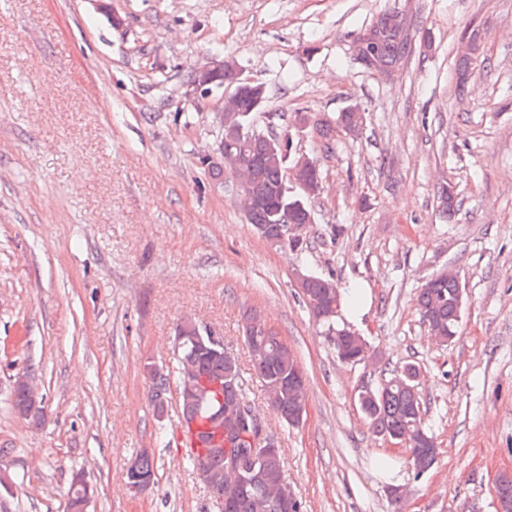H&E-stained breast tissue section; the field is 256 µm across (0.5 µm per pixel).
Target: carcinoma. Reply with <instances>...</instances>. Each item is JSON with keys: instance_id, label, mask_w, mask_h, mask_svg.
<instances>
[{"instance_id": "carcinoma-1", "label": "carcinoma", "mask_w": 512, "mask_h": 512, "mask_svg": "<svg viewBox=\"0 0 512 512\" xmlns=\"http://www.w3.org/2000/svg\"><path fill=\"white\" fill-rule=\"evenodd\" d=\"M369 31L375 39L365 42L363 51L383 66L400 65L412 53V46L402 20H397L390 32L382 28V18H377ZM473 63L471 57L458 60L457 94L466 92L468 72ZM258 114L254 109V95L243 92L237 110L224 113V165L205 166L214 177L229 168L235 172L247 170L251 174L254 189L260 197L258 206L247 215L248 223L269 245L303 254L307 244L302 236L289 232L294 224L307 223L308 207H301L299 198L285 191L284 175L291 163L295 146L287 129L280 131V145L270 150L267 139L271 134L253 125ZM365 122V114L350 109L339 116V125L355 132ZM301 295L321 298L328 292H336V282L330 277L306 275L298 283ZM418 306L422 319L428 324L434 340L448 335H458L463 305L458 303V285L453 277L435 275L421 288ZM315 319L327 325L330 342L336 357L343 363L354 364L369 357V345L358 336L350 335V329L334 326V316L312 311ZM176 333L184 337L177 346V386L180 388V416L185 421L197 420L205 425L200 432L204 452L199 459L192 460L194 467L209 472L213 481L224 489V512H288L276 507L279 497L288 493L284 481L282 453L268 454L262 448H249L241 477L224 472L223 448L225 433L239 425L242 410L254 411L250 403L237 357L225 348H214L208 337L214 332L202 325L184 328L177 325ZM244 342L250 354L255 376L266 394L269 408L287 424L299 423L296 417L305 403L306 385L294 384L296 357L281 339L258 318L251 317L244 327ZM402 373L393 370L390 377L371 387L372 395L366 399L365 418L376 432L399 435L407 429L418 430L432 437L425 426L420 397L401 387ZM170 375L159 372L152 380L150 401L157 414H164L167 407V392ZM133 464L141 476L150 482L156 481V464L150 455L143 452L135 457Z\"/></svg>"}]
</instances>
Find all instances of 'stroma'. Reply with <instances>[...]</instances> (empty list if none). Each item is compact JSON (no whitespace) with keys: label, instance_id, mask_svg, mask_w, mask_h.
Returning a JSON list of instances; mask_svg holds the SVG:
<instances>
[{"label":"stroma","instance_id":"stroma-1","mask_svg":"<svg viewBox=\"0 0 512 512\" xmlns=\"http://www.w3.org/2000/svg\"><path fill=\"white\" fill-rule=\"evenodd\" d=\"M388 11L414 44L391 79L353 50ZM213 57L264 83L282 122L310 120L292 134L321 171L304 254L260 239L232 172L199 162L221 94H196L191 75ZM350 108L366 114L355 136L335 129ZM449 267L464 304L441 345L417 295ZM301 273L335 280L336 325L373 359H337L298 297ZM252 315L304 370L299 425L253 374ZM186 318L237 355L307 512H395L394 487L407 512H496L495 479L512 473V0H0V512H67L77 470L96 489L88 512H216L177 445L176 392L164 414L149 401V371H174ZM408 362L440 446L418 480L358 404ZM24 371L44 398L38 425L11 408ZM144 450L157 482L137 493L126 471Z\"/></svg>","mask_w":512,"mask_h":512}]
</instances>
